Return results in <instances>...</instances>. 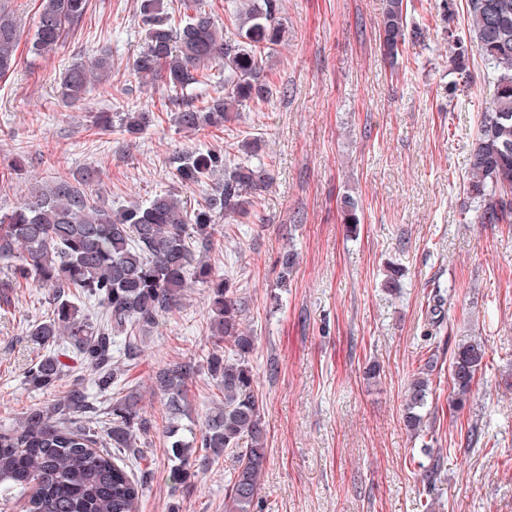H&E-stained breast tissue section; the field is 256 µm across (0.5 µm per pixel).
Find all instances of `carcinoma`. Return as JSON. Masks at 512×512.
<instances>
[{
	"instance_id": "cac0c4a2",
	"label": "carcinoma",
	"mask_w": 512,
	"mask_h": 512,
	"mask_svg": "<svg viewBox=\"0 0 512 512\" xmlns=\"http://www.w3.org/2000/svg\"><path fill=\"white\" fill-rule=\"evenodd\" d=\"M194 0H184L192 9ZM88 0H41L30 51L42 56L80 24ZM194 10V9H192ZM138 18L146 46L132 70L174 96L202 83V70L224 68V94L203 105L183 104L176 123L185 133L219 129L239 108L268 101L263 78L267 51L288 40L280 0H242L230 14L236 30L226 36L210 14L194 10L176 21L163 15V0H139ZM470 39L492 74L493 107L481 115L469 157L468 191L485 224H512V0H467ZM416 37L407 0H386L380 41L390 63L404 55ZM20 40L13 14L0 8V77L16 64ZM112 77V53L102 47L84 62L65 69L58 83L63 102L79 104L90 86ZM124 131L138 134L151 123L150 111L126 112ZM258 140L242 142L246 159L232 162L220 150H186L176 156L173 175L183 186L212 183L203 201L187 206L170 192L145 203L117 209L93 191L97 172L86 168L34 186L27 198L0 215V263L10 278L0 288L32 283L49 291L51 316L30 336L45 349L29 370L28 384L50 388L75 355L94 374L101 393L112 391L124 368L137 356L141 333L171 311L187 289L208 290L212 347L202 358L220 392L201 427L181 422L193 368L172 363L155 375L171 418L166 429L172 448L171 476L184 486L193 468L212 457L235 453L238 466L224 493V512L261 508L260 476L267 460L263 402L250 362L256 336L245 325L237 288L207 260L221 219L247 217L254 194L273 177L266 164H254ZM344 223H360L359 201L342 197ZM89 298L100 310L91 320L75 300ZM485 347L461 340L452 358V403L462 406L483 365ZM428 360L404 392V423L412 437L427 435L424 409L430 394ZM93 402L80 383L48 406L32 407L13 427L0 430V499L27 497L25 512H139L142 484L122 457L138 456L148 421L130 391L112 398L110 449L97 447L98 432L88 419Z\"/></svg>"
}]
</instances>
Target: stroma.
<instances>
[{"label":"stroma","mask_w":512,"mask_h":512,"mask_svg":"<svg viewBox=\"0 0 512 512\" xmlns=\"http://www.w3.org/2000/svg\"><path fill=\"white\" fill-rule=\"evenodd\" d=\"M8 2L21 39L16 70L0 77V214L33 184L86 166L98 169L112 207L165 190L193 205L209 188L173 179L176 152L226 149L238 160L239 141H260L273 182L249 217L220 225L210 259L238 288L258 338L250 362L267 425L262 512H512V224L479 223L468 192L470 150L492 88L469 38L466 0H408L421 37L393 66L379 50L383 0H282L288 40L262 64L272 101L193 135L177 128L179 107L166 91L131 68L145 44L137 0H90L82 24L42 57L29 51L40 0ZM450 31L469 58L463 87ZM103 46L112 49L110 82L93 85L85 107L63 104L61 72ZM123 102L151 110L146 131L95 128V113L118 112ZM20 155L17 172L9 162ZM346 194L361 204L354 230L341 220ZM286 250L297 260L283 288ZM391 262L405 271L394 288L385 285ZM49 311L46 289L0 290V428L73 384L93 385L73 359L50 389L28 386L43 354L29 329ZM469 337L487 354L459 409L449 365ZM209 346L208 292L191 288L147 329L124 375L150 423L131 465L144 483L140 512H224L235 457L174 485L170 411L154 385L158 369L194 365L187 418L202 423L217 391L202 367ZM429 359L428 425L440 455L428 481L429 459L403 425V394ZM372 363L380 366L374 379L365 375Z\"/></svg>","instance_id":"stroma-1"}]
</instances>
